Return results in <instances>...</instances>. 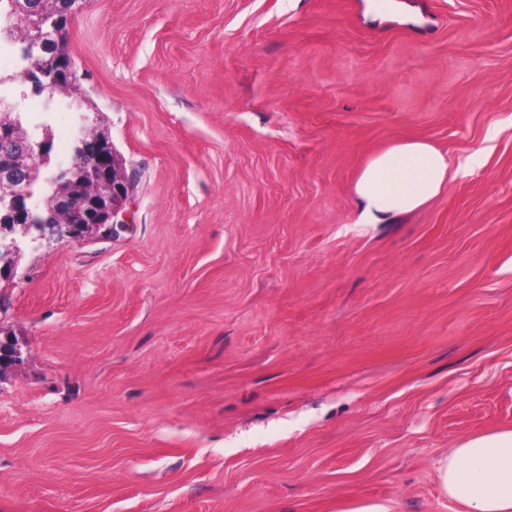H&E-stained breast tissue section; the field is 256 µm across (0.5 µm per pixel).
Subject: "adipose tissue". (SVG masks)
<instances>
[{
  "instance_id": "adipose-tissue-1",
  "label": "adipose tissue",
  "mask_w": 512,
  "mask_h": 512,
  "mask_svg": "<svg viewBox=\"0 0 512 512\" xmlns=\"http://www.w3.org/2000/svg\"><path fill=\"white\" fill-rule=\"evenodd\" d=\"M483 163L480 149L455 166L429 142L397 141L371 155L356 177L358 221L386 224L414 212ZM438 476L442 491L468 512H512V427L461 441L440 460Z\"/></svg>"
}]
</instances>
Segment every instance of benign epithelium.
<instances>
[{
	"mask_svg": "<svg viewBox=\"0 0 512 512\" xmlns=\"http://www.w3.org/2000/svg\"><path fill=\"white\" fill-rule=\"evenodd\" d=\"M44 4L42 16L28 26L30 39L36 42L44 37L42 18L51 19L55 14V0H44ZM63 80L70 85L71 98L82 101L81 85L57 55L37 58L27 74L28 83L39 93L56 88ZM15 141L24 144L23 151L10 149ZM48 152L49 134L36 141L17 123L0 128V169L6 172L0 177V233L18 227L25 237L33 227H48L83 240L111 224L129 190L126 174L113 154L109 133L97 121L82 129L76 147L77 161L57 174L43 208L27 211L26 221L17 223L20 201L27 200V185L48 162ZM20 252L17 239L6 243L0 238V274L15 269ZM19 357L16 345L0 341V370Z\"/></svg>",
	"mask_w": 512,
	"mask_h": 512,
	"instance_id": "obj_1",
	"label": "benign epithelium"
}]
</instances>
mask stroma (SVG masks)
Segmentation results:
<instances>
[{"label": "stroma", "instance_id": "35a3bbf8", "mask_svg": "<svg viewBox=\"0 0 512 512\" xmlns=\"http://www.w3.org/2000/svg\"><path fill=\"white\" fill-rule=\"evenodd\" d=\"M124 223L0 276V512H466L437 466L512 427V0H77ZM403 139L483 167L390 224Z\"/></svg>", "mask_w": 512, "mask_h": 512}]
</instances>
